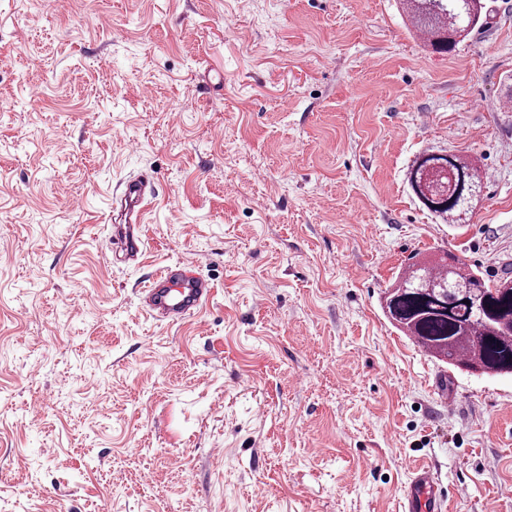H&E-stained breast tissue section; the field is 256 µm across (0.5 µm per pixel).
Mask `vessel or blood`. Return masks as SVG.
Here are the masks:
<instances>
[{
	"label": "vessel or blood",
	"mask_w": 512,
	"mask_h": 512,
	"mask_svg": "<svg viewBox=\"0 0 512 512\" xmlns=\"http://www.w3.org/2000/svg\"><path fill=\"white\" fill-rule=\"evenodd\" d=\"M155 179L154 173H140L122 182L112 194L113 243L126 260H138L142 254L140 226L148 212ZM211 295L210 281L183 262L161 268L143 290L147 309L172 322L201 311ZM445 502L431 469L425 465L412 468L403 488L400 512H446Z\"/></svg>",
	"instance_id": "obj_1"
}]
</instances>
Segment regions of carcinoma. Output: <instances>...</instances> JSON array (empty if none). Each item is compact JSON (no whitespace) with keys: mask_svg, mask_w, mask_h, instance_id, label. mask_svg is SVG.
<instances>
[{"mask_svg":"<svg viewBox=\"0 0 512 512\" xmlns=\"http://www.w3.org/2000/svg\"><path fill=\"white\" fill-rule=\"evenodd\" d=\"M412 27L438 54L455 50L487 17L485 0H405ZM417 200L444 224L466 219L483 185L480 170L447 151L420 155L407 173ZM470 304H465V301ZM390 322L441 362L512 376V280L490 286L458 257L408 264L385 296Z\"/></svg>","mask_w":512,"mask_h":512,"instance_id":"obj_1","label":"carcinoma"}]
</instances>
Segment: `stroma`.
I'll return each instance as SVG.
<instances>
[{"instance_id": "obj_1", "label": "stroma", "mask_w": 512, "mask_h": 512, "mask_svg": "<svg viewBox=\"0 0 512 512\" xmlns=\"http://www.w3.org/2000/svg\"><path fill=\"white\" fill-rule=\"evenodd\" d=\"M448 54L401 0H0V512H512V377L385 317L413 253L512 278V0ZM233 26H226L225 18ZM486 179L444 224L407 172ZM145 170L146 247L109 222ZM177 262L179 322L141 291ZM450 173L454 188L448 192ZM407 182L417 200L444 224H462L483 185L480 170L465 156L447 151L420 155L407 173ZM142 293L151 313L174 322L201 311L211 298L212 285L191 265L179 262L157 271ZM445 502L438 479L431 469L425 465L412 468L403 488L400 512H445Z\"/></svg>"}]
</instances>
